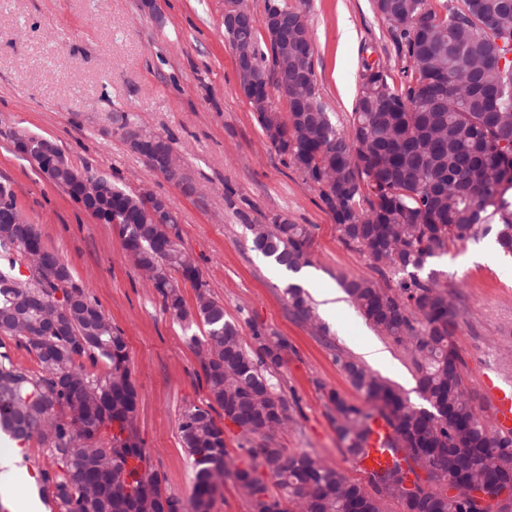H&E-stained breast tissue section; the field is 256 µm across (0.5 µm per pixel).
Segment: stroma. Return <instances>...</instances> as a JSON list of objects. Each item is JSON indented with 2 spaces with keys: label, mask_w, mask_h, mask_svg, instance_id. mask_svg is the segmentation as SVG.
<instances>
[{
  "label": "stroma",
  "mask_w": 512,
  "mask_h": 512,
  "mask_svg": "<svg viewBox=\"0 0 512 512\" xmlns=\"http://www.w3.org/2000/svg\"><path fill=\"white\" fill-rule=\"evenodd\" d=\"M155 3L150 9L142 0H0V182L11 183L19 209L45 246L68 263L74 283L123 332L139 391L136 429L166 495L184 505L190 501L194 469L178 423L186 409L208 399L190 333L165 312L117 231L98 223L15 152L16 132L54 140L73 166L105 175L128 192L147 189L169 200L183 248L196 258L244 340H251L257 325L288 341L273 375L292 420L277 443L364 481V473L347 464L326 393L336 391L360 406L366 400L334 356L354 355L362 343L382 345L390 365L380 376L411 398L412 361L350 300L327 320L326 332L294 319L288 277L252 250L246 225L280 215L307 228L306 290L335 288L340 280L375 272L341 243L317 187L283 163L240 94L224 36V0ZM304 11L319 99L332 122L348 129L363 62H379L397 86L405 81V62L374 0H308ZM121 115L171 138L196 194L185 195L151 172L127 147L116 132ZM431 266L457 294L453 340L465 362L463 382L475 392L484 422L493 424L479 382L490 375L512 389V257L498 251L493 237L481 236L450 247ZM6 458L28 474L25 495L50 512L44 502L51 490L38 480L51 467L45 446L34 438L17 447L0 434V460Z\"/></svg>",
  "instance_id": "1"
}]
</instances>
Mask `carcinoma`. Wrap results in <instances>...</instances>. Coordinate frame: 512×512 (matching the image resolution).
I'll list each match as a JSON object with an SVG mask.
<instances>
[{"label": "carcinoma", "instance_id": "1", "mask_svg": "<svg viewBox=\"0 0 512 512\" xmlns=\"http://www.w3.org/2000/svg\"><path fill=\"white\" fill-rule=\"evenodd\" d=\"M381 16L410 80L397 89L379 63L364 62L348 130L336 128L313 86L312 112L304 122L300 104L290 97L285 117L257 113L262 131L276 129L270 140L275 151L319 187L340 241L376 271L387 268L395 276L391 285L351 279L342 286L369 324L411 354L420 402L341 353L336 362L350 384L377 404L378 414L327 393L345 455L366 454L377 416L393 432L392 461L368 473L367 485L349 481L306 451L290 452L274 442L291 417L287 400L274 392L270 367L280 365L288 341L255 324L254 345L244 343L195 258L180 245L177 215L169 211L168 223L155 224L148 216L153 199L102 179L109 223L135 264L157 271L152 287L165 310L189 330L199 324L207 329L206 341L194 335L190 341L211 356L202 366L208 402L185 410L178 424L195 467L192 512L203 501L211 506L215 475L245 482L250 512H384L387 498L399 500L403 512H512L511 499L483 506L473 499L474 490L492 494L512 485V433L489 428L464 391V360L452 341L453 291L440 286L434 271L419 275L428 260L481 234L494 233L499 248L512 253V10L504 0H437L435 6L381 0ZM259 24L245 19L235 38L253 45L256 65L264 70L275 49H261ZM313 54L304 18L301 37L288 43V59L299 58L311 74ZM171 151V139L152 133L142 154ZM365 185L373 198H364ZM0 205L1 214L20 218L18 224L0 223V433L19 443L37 437L47 446L56 470L41 471V480L51 486L60 512H182L180 502L163 493L135 429L139 394L125 336L83 288L72 286L81 301L63 309L35 277L19 272L25 261L73 281L68 264L21 217L6 182L0 183ZM241 217L253 250L291 271L309 264L304 227L277 216L256 228L247 214ZM173 271L195 288L193 308L172 282ZM286 294L297 320L325 330L301 286L289 285ZM53 313L64 330L45 324ZM6 339L35 355L40 372L14 362ZM84 357L106 361L109 371L91 377L80 362ZM217 407L245 434L240 448L253 460L250 468H228L224 429L212 415ZM105 429L111 437L104 445ZM261 466L280 494L268 493ZM417 467L427 480L415 477L413 493L380 485L391 479L400 484Z\"/></svg>", "mask_w": 512, "mask_h": 512}]
</instances>
